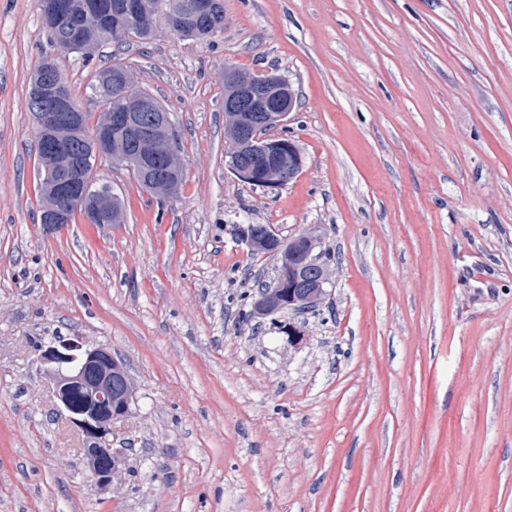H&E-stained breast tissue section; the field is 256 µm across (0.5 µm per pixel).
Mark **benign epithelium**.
Segmentation results:
<instances>
[{
	"instance_id": "1",
	"label": "benign epithelium",
	"mask_w": 512,
	"mask_h": 512,
	"mask_svg": "<svg viewBox=\"0 0 512 512\" xmlns=\"http://www.w3.org/2000/svg\"><path fill=\"white\" fill-rule=\"evenodd\" d=\"M214 9V0H197L187 15L169 13L158 25L174 34L196 26ZM61 4L45 0L41 20L50 30L57 27ZM53 65L48 63L44 78L31 99L36 130L47 148L60 158L57 164L45 166L46 183L51 201L44 207L42 223L59 228L68 218L72 207L88 208L90 219L96 224H115L112 208L104 203L112 195L111 185L98 183L83 174L84 160L67 150L65 131L84 123L86 113L61 90L55 82ZM129 71L112 78L105 85V99L121 98L124 108L105 112L90 144L89 156L126 159V155L112 149L131 143L139 152L137 173L141 184L152 194L171 197L181 177L176 140L168 123L167 114L160 111L155 100L145 95H132ZM224 112L231 156L225 157V167L239 180L257 187L278 188L297 176L303 168V156L297 145L280 137L252 134L254 125L264 122L275 128L284 126L293 111L295 91L286 78L273 73H242L232 66L224 68ZM236 237L256 253L276 256L279 271L306 269L312 277L299 278L288 283L277 278L273 288H260L254 294V309L266 316L284 310L312 309L319 305L330 283L333 271L326 260L324 237L320 226L305 228L299 235L285 239L274 228L262 235L253 224H237ZM41 363L54 384L59 411L82 433L83 460L94 484L114 491V484L124 470L125 448H114L108 437L112 425L132 414L135 385L122 363L103 346L91 347L82 337L58 341L41 353ZM77 386L89 405L86 410L73 408L65 392Z\"/></svg>"
}]
</instances>
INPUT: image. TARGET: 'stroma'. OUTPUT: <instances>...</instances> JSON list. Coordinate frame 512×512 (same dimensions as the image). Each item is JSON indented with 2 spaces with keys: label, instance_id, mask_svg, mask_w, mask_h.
<instances>
[{
  "label": "stroma",
  "instance_id": "1",
  "mask_svg": "<svg viewBox=\"0 0 512 512\" xmlns=\"http://www.w3.org/2000/svg\"><path fill=\"white\" fill-rule=\"evenodd\" d=\"M116 53L169 113L182 185L159 203L103 158L122 222L48 228L31 75L54 59L95 117ZM228 66L298 93L285 186L225 165ZM236 224L320 225L323 304L245 318L279 261ZM60 336L137 384L110 494L41 366ZM0 512H512V0H224L209 40L90 61L39 0H0Z\"/></svg>",
  "mask_w": 512,
  "mask_h": 512
}]
</instances>
